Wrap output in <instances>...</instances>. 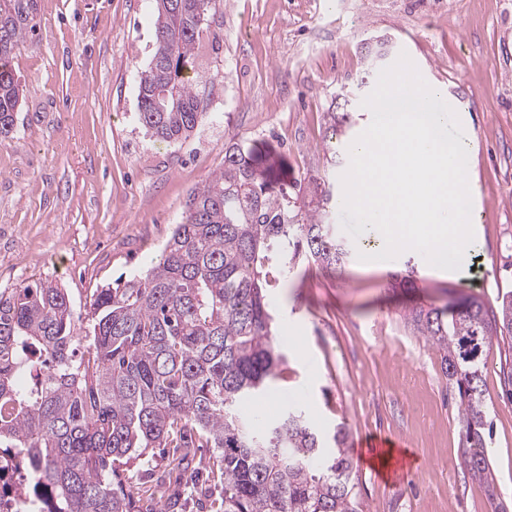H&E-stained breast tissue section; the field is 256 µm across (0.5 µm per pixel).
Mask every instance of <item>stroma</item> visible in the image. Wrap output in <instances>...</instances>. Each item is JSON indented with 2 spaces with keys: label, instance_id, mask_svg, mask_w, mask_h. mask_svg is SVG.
<instances>
[{
  "label": "stroma",
  "instance_id": "obj_1",
  "mask_svg": "<svg viewBox=\"0 0 512 512\" xmlns=\"http://www.w3.org/2000/svg\"><path fill=\"white\" fill-rule=\"evenodd\" d=\"M155 0H38L36 30L11 67L24 97L0 138V289L39 280L65 288L74 312L96 289L145 273L183 219L192 190L233 143H267L293 177L340 196L348 159L331 143L338 94L362 91L366 46L387 38L454 102L477 154L474 244L438 275L413 250L361 262L362 239L330 222L349 254L334 269L280 263L262 273L285 378L240 411L264 430L288 409L316 428L345 424L361 512H512V339L483 370L493 423L496 500L462 463L459 400L440 355L407 328L413 302L512 292V0H216L196 70L206 117L167 143L140 124L138 76L155 50ZM417 269L411 289L394 274Z\"/></svg>",
  "mask_w": 512,
  "mask_h": 512
}]
</instances>
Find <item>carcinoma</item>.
<instances>
[{
    "instance_id": "1",
    "label": "carcinoma",
    "mask_w": 512,
    "mask_h": 512,
    "mask_svg": "<svg viewBox=\"0 0 512 512\" xmlns=\"http://www.w3.org/2000/svg\"><path fill=\"white\" fill-rule=\"evenodd\" d=\"M155 52L138 86V118L157 139L179 141L203 118L196 51L213 0H155ZM37 0H0V136L12 130L23 90L14 51L35 29ZM322 192L306 201L268 145L233 143L224 169L194 189L158 261L144 275L97 289L85 315L51 281L0 290V448H14L48 496L49 512H176L119 469L160 458L163 480L183 482L188 461L219 487L207 512H359L348 432L321 434L289 411L261 435L238 406L272 388L284 357L261 276L278 257L323 267L348 256L327 222ZM88 321L89 357L76 362ZM414 334L441 354L461 405L460 443L472 477L493 486L486 448L483 369L493 344L512 337V293L498 310L475 298L452 312L414 307Z\"/></svg>"
}]
</instances>
